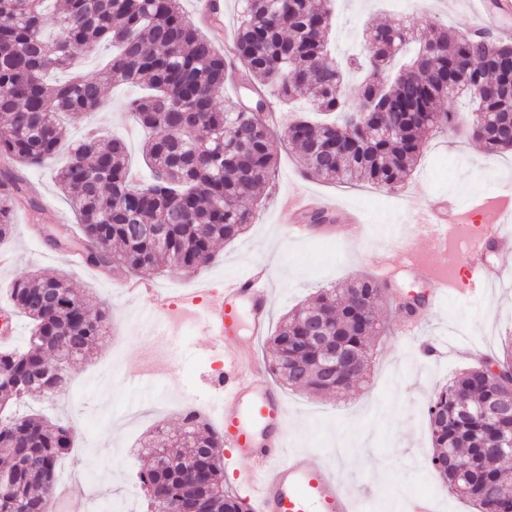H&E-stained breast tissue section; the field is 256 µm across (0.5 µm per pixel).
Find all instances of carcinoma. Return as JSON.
I'll use <instances>...</instances> for the list:
<instances>
[{
    "label": "carcinoma",
    "mask_w": 512,
    "mask_h": 512,
    "mask_svg": "<svg viewBox=\"0 0 512 512\" xmlns=\"http://www.w3.org/2000/svg\"><path fill=\"white\" fill-rule=\"evenodd\" d=\"M47 0H0V241L14 230L16 207L36 206L19 169L40 165L65 144L59 116L75 120L104 104V83H141L148 93L129 102L137 121L153 132L143 145L148 179L137 182L125 145L90 133L69 147L55 179L78 221L65 241L84 250L87 264H110L124 273L160 268L194 272L209 264L220 242L252 224L257 187L273 181L277 158L269 124L236 104L224 106L228 63L185 15L181 0H64L49 13ZM235 59L249 90L306 107L284 136L307 171L331 183L368 182L386 189L412 175L425 144L445 123L443 99L464 97L484 122L469 135L488 152L512 150V42L499 40L498 58L485 61L483 36L439 31L420 41L403 28L367 26L362 51L336 59L334 0H239ZM102 43L112 59L100 78L64 84L45 80L72 66ZM470 68L479 92L458 83ZM357 82L352 100L345 87ZM365 113L353 122L352 115ZM387 282L361 274L339 288H321L286 312L270 338L272 370L293 388L345 394L364 378L371 343L384 332L376 315ZM14 309L32 321L25 341L0 350V476L10 493L0 512H48L59 461L72 450L74 427L22 413V395L64 392L69 373L105 335L108 314L91 310L64 277L35 273L9 288ZM314 317L339 328L352 359L344 375L331 376L320 345L309 336ZM478 364L433 392L428 416L432 464L448 490L478 512H512V453L478 462L512 430V420L490 422L459 410L475 408L496 388ZM223 440L187 413L172 446L156 450L189 456L192 471L155 466L139 474L146 512H245L239 495L224 488Z\"/></svg>",
    "instance_id": "cac0c4a2"
}]
</instances>
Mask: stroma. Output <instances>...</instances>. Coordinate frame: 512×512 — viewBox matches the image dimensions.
Masks as SVG:
<instances>
[{
  "mask_svg": "<svg viewBox=\"0 0 512 512\" xmlns=\"http://www.w3.org/2000/svg\"><path fill=\"white\" fill-rule=\"evenodd\" d=\"M370 20L410 26L418 38L436 30L465 32L499 25L493 14L472 12L465 0H417L413 7L405 0H336L337 53L356 48L357 33ZM141 93L134 84L112 86L100 110L84 122L68 125L67 140L82 137L91 127L102 129L105 139L125 141L132 167L140 168L145 134L127 105ZM267 107L272 112L271 147L278 166L274 182L260 190L263 201L253 224L236 240L220 245L207 267L190 274L158 271L151 275L153 282L167 289L176 307H186L203 303L223 288L225 280L246 274L256 261L269 262L270 322L275 325L317 289L370 272L373 256L384 258L392 270V289L383 293L377 309L386 333L374 343L363 383L336 397L284 388L287 446L315 450L328 461L340 459L342 478L367 489L368 512H402L405 502L421 494L440 498L443 512H474L469 503L448 492L430 466L427 405L435 389L456 372L475 366L467 348L478 346L486 354L498 355L504 336L512 335V252L488 254L489 262L504 271L495 288L476 295L468 292L463 278H456L453 298L426 311L419 340L403 343L395 336L402 312L392 302L393 292L419 291L425 284L402 271L405 247L392 236L391 227L417 223L421 207L434 198L451 192L471 197L512 183V154H489L469 139L463 124L467 106L451 97L442 107L455 113V122L429 140L404 186L387 190L370 184L327 183L302 172L295 147L284 139L282 131L290 118L287 106L271 97ZM65 159L61 153L24 172L28 193L41 208L15 215L17 228L6 241L13 260L0 266V302L6 301L17 276L36 270L48 277L65 275L108 313L106 335L92 358L71 373L68 390L36 401L34 407L52 419L72 421L78 431L71 454L58 464V482L80 478L91 498L90 512H107L117 503L128 505L130 512H142L139 471L150 462L149 440L159 433H175L185 407L216 399L214 383L224 359L207 355L206 333L195 324L180 337L179 360L156 390L143 391L113 374V358H120L123 367L138 368L155 360L158 346L142 330L145 304L124 291L121 277L67 263L48 252L51 238L63 236L65 227L75 222L72 206L55 181ZM295 192L359 210L364 222L346 240L321 229L311 237L285 235L281 202ZM442 340L451 344V352L435 357L422 353V345Z\"/></svg>",
  "mask_w": 512,
  "mask_h": 512,
  "instance_id": "stroma-1",
  "label": "stroma"
}]
</instances>
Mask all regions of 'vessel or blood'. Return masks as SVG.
<instances>
[{
	"mask_svg": "<svg viewBox=\"0 0 512 512\" xmlns=\"http://www.w3.org/2000/svg\"><path fill=\"white\" fill-rule=\"evenodd\" d=\"M325 212L344 224L359 223L351 209L316 196L296 193L283 203L296 234L306 235L303 218L310 210ZM512 217V208H491L487 198L453 197L449 208L427 204L420 211L414 227L415 241L428 247L429 255L442 252L458 224L479 219L481 226L473 237L464 261L470 273V288L480 294L500 281L504 272L486 265L490 246H512L504 236L503 224ZM267 264L256 263L242 276L225 281L221 293L194 309L195 319L209 335L212 352H223L232 345L234 352L224 361V376L218 382L220 396L212 405L221 425L228 457L247 461L240 484L253 505L254 512H362L366 495L342 479L333 466L318 462L312 451L286 449L285 397L276 384L263 380L254 356L255 341L264 336L270 320L271 291ZM426 282L432 303L449 295L448 277L436 266H428ZM128 294L142 298L158 310L171 305L170 298L155 287L152 280L141 278L126 282ZM88 499L76 482L61 485L51 502V512H87Z\"/></svg>",
	"mask_w": 512,
	"mask_h": 512,
	"instance_id": "obj_1",
	"label": "vessel or blood"
}]
</instances>
